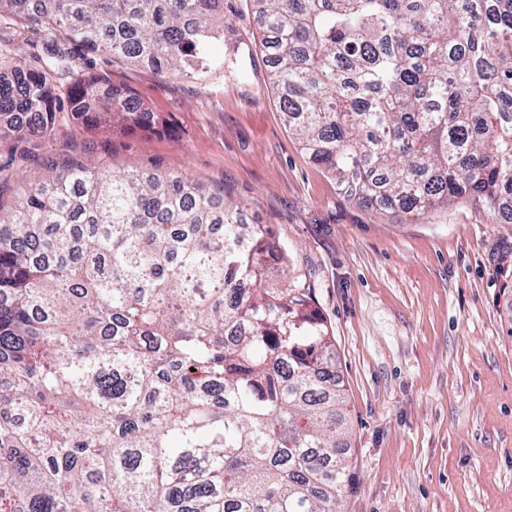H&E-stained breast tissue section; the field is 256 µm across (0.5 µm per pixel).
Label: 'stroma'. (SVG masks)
I'll return each instance as SVG.
<instances>
[{
	"label": "stroma",
	"mask_w": 512,
	"mask_h": 512,
	"mask_svg": "<svg viewBox=\"0 0 512 512\" xmlns=\"http://www.w3.org/2000/svg\"><path fill=\"white\" fill-rule=\"evenodd\" d=\"M45 33L0 21V43L37 67ZM250 0H224L223 70L172 80L149 66L66 45L72 61L158 116L150 129L66 118L54 137L0 143V213L83 153L111 171L187 172L271 225L313 285L309 308L335 345L351 425L342 512H512V338L502 256L512 217L459 200L427 213L346 197L289 131Z\"/></svg>",
	"instance_id": "stroma-1"
}]
</instances>
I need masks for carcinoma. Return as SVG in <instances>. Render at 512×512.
<instances>
[{"label":"carcinoma","instance_id":"obj_1","mask_svg":"<svg viewBox=\"0 0 512 512\" xmlns=\"http://www.w3.org/2000/svg\"><path fill=\"white\" fill-rule=\"evenodd\" d=\"M288 127L339 189L512 205V0H251ZM45 33L0 140L157 117L63 41L173 79L224 69V0H0ZM0 224V512H341L343 381L288 250L187 174L48 163Z\"/></svg>","mask_w":512,"mask_h":512}]
</instances>
